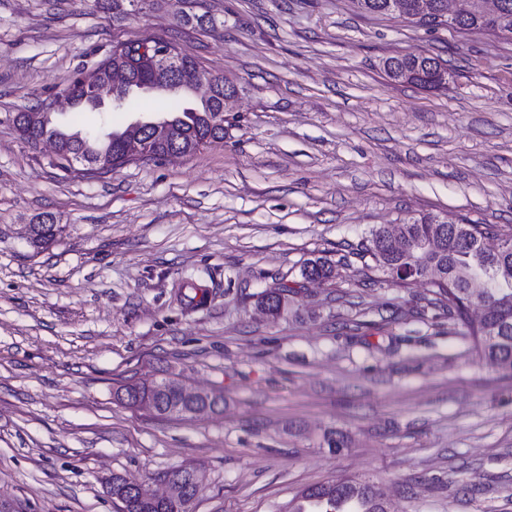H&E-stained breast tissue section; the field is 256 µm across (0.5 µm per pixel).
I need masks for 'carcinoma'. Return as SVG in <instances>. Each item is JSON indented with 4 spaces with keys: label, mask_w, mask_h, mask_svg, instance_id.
I'll use <instances>...</instances> for the list:
<instances>
[{
    "label": "carcinoma",
    "mask_w": 512,
    "mask_h": 512,
    "mask_svg": "<svg viewBox=\"0 0 512 512\" xmlns=\"http://www.w3.org/2000/svg\"><path fill=\"white\" fill-rule=\"evenodd\" d=\"M500 13L486 19L479 14H469L457 20L456 29L462 32H491L512 38V0H502ZM178 21L184 25L200 28H216V21L203 12L190 14L183 8H175ZM154 44L141 42L117 45L96 67L99 84L108 85L110 72L114 68L127 70L139 87L155 85L161 81H172L171 88L161 91L168 102L165 125L168 134L165 140L151 143L146 157L160 158L168 149L176 148L184 153H193L200 148L224 139V101L215 98L206 103L189 101L190 89L179 77L159 75L150 65L151 48ZM383 70L386 76L401 83H411L426 89L440 90L448 86V68L437 57L406 54L385 59ZM82 70L73 72L69 84L62 93L73 101V113L85 112L83 105L84 84ZM46 100H37L34 105L15 113V128L29 129V138L46 137L56 140L57 165L65 168L76 156L83 157L95 167L89 173H110L135 160L128 154L125 129L102 126L94 132H78L73 126H62L55 114H45L38 125L29 124V113L40 109ZM436 217L423 215L409 217L394 225V231L380 226L370 230L365 252L374 263V268L384 276L394 277V272L404 264L413 263L426 270L436 267L442 272L438 281H430L435 294L448 301L452 310L467 328L481 358L494 371L512 378V234L499 238L493 247L485 244L487 229L479 224H437ZM443 236V247L439 251H413L416 240L430 235ZM56 236L53 217L46 214L38 217L32 225L30 242L33 246H50ZM304 279L333 276V265L323 258L310 259L300 270ZM477 279H483L488 287L473 288ZM258 304L270 315L281 316L288 312L285 289L269 288L257 294ZM480 304L485 309L482 319L471 323L467 313L471 305ZM152 399L160 414L183 415L192 411L195 402L185 400L176 383L163 379L154 383ZM287 512H390L387 501L375 485L366 480H343L312 486L304 489L288 504Z\"/></svg>",
    "instance_id": "1"
}]
</instances>
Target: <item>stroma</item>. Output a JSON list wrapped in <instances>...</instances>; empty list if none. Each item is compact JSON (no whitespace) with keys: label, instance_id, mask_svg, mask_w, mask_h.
I'll use <instances>...</instances> for the list:
<instances>
[{"label":"stroma","instance_id":"obj_1","mask_svg":"<svg viewBox=\"0 0 512 512\" xmlns=\"http://www.w3.org/2000/svg\"><path fill=\"white\" fill-rule=\"evenodd\" d=\"M204 8L219 27L169 6L118 20L97 0H0V502L121 512L104 477L159 489L188 468L193 512H284L350 478L393 512H512V378L427 281L384 278L362 248L422 213L512 232V40L353 0ZM144 39L236 85L223 141L90 177L19 137L12 113ZM401 54L442 60L447 89L389 80ZM163 104L80 121L123 128ZM46 214L60 231L41 250L28 236ZM318 256L333 277L303 280ZM187 284L204 305L181 304ZM284 285L298 315L258 310ZM162 379L224 407L159 416L119 398Z\"/></svg>","mask_w":512,"mask_h":512}]
</instances>
